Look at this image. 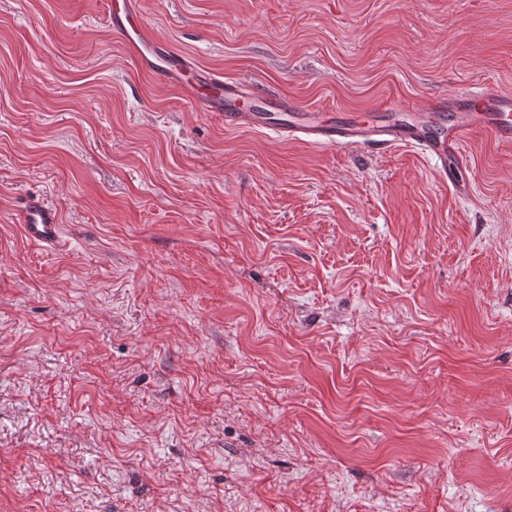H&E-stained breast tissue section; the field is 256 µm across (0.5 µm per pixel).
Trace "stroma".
I'll return each mask as SVG.
<instances>
[{"label": "stroma", "mask_w": 512, "mask_h": 512, "mask_svg": "<svg viewBox=\"0 0 512 512\" xmlns=\"http://www.w3.org/2000/svg\"><path fill=\"white\" fill-rule=\"evenodd\" d=\"M107 2L0 0V512H512V147L225 128ZM139 6L332 121L512 91V0ZM20 218L30 241L49 247L60 243L62 224L59 214L39 196L25 200Z\"/></svg>", "instance_id": "35a3bbf8"}]
</instances>
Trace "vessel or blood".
Wrapping results in <instances>:
<instances>
[{
    "label": "vessel or blood",
    "mask_w": 512,
    "mask_h": 512,
    "mask_svg": "<svg viewBox=\"0 0 512 512\" xmlns=\"http://www.w3.org/2000/svg\"><path fill=\"white\" fill-rule=\"evenodd\" d=\"M108 16L145 69L191 92L200 85L210 86L212 94L204 105L207 111L223 119L228 128L269 129L325 147L390 149L404 145L420 149L437 162L444 164L452 159L461 166L466 163L461 143L475 130L488 131L498 142L512 146L511 92L485 88L462 91L450 98L436 97L422 106L385 105L368 120L321 121L315 112L273 96L266 99L268 112H243L238 103L251 93L250 84L219 78L188 62L145 26L135 0H110ZM20 218L30 241L49 247L59 244V214L42 198H27Z\"/></svg>",
    "instance_id": "obj_1"
}]
</instances>
